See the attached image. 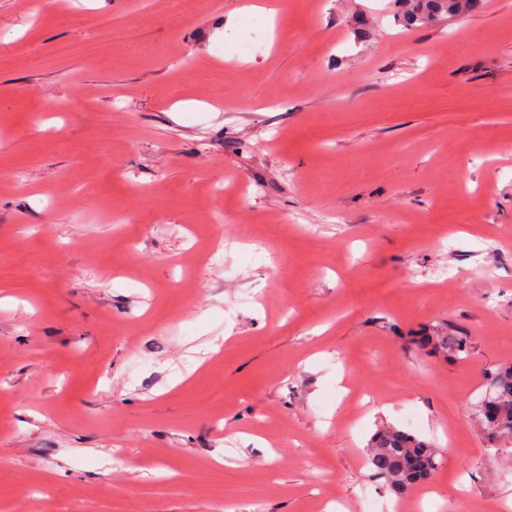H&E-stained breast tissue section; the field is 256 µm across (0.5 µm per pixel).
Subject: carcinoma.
I'll return each instance as SVG.
<instances>
[{
  "label": "carcinoma",
  "mask_w": 512,
  "mask_h": 512,
  "mask_svg": "<svg viewBox=\"0 0 512 512\" xmlns=\"http://www.w3.org/2000/svg\"><path fill=\"white\" fill-rule=\"evenodd\" d=\"M404 7V20L412 26L429 20L454 17L474 8L479 0H395ZM424 349L444 357L469 353L470 337L462 331L433 329L415 337ZM479 420L488 435L512 440V364L492 372L478 405ZM368 461L374 475L383 478L398 494L426 482L438 466V449L431 443L395 427H383L369 446Z\"/></svg>",
  "instance_id": "cac0c4a2"
}]
</instances>
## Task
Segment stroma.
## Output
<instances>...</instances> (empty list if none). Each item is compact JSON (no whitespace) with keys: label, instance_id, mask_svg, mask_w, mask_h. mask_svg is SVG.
I'll list each match as a JSON object with an SVG mask.
<instances>
[{"label":"stroma","instance_id":"35a3bbf8","mask_svg":"<svg viewBox=\"0 0 512 512\" xmlns=\"http://www.w3.org/2000/svg\"><path fill=\"white\" fill-rule=\"evenodd\" d=\"M252 2L0 0V512H358L408 405L512 498V0ZM402 4L405 22L412 26L429 20L455 17L469 8L477 7L479 0H395ZM461 12V13H462ZM459 13V14H456ZM415 342L432 353L460 358L461 354L468 355L470 338L466 333L455 329H448V332L432 329L421 336H415ZM487 398L493 403L484 409L483 403ZM477 412L483 428L492 439L512 440V364L492 372L478 402Z\"/></svg>","mask_w":512,"mask_h":512}]
</instances>
